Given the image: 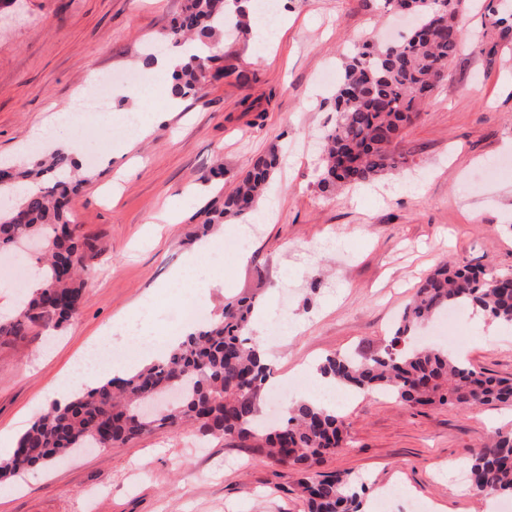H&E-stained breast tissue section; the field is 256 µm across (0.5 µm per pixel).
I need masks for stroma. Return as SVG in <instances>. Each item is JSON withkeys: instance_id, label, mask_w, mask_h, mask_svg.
<instances>
[{"instance_id": "stroma-1", "label": "stroma", "mask_w": 512, "mask_h": 512, "mask_svg": "<svg viewBox=\"0 0 512 512\" xmlns=\"http://www.w3.org/2000/svg\"><path fill=\"white\" fill-rule=\"evenodd\" d=\"M488 2L462 17L457 57L396 146L406 167L327 195L317 185L318 144L336 119L337 83L322 76L365 37L408 30L410 19L386 12L383 0H277L280 31L258 16L261 36L225 39L217 51L224 76L202 94L167 109V87L154 76L144 109L169 116L135 141L115 118L127 106L118 91L136 88L147 48L173 50L162 35L184 0H22L18 15L0 21L1 158L74 105L87 60L112 74L113 90L108 118H78L71 131L89 173L74 205L92 245L79 310L52 351L39 323L0 338V431L25 430L46 388L146 293L165 334L196 303L214 316L232 297L273 307L274 320L297 330L268 337L278 351L273 372L285 380L303 363L382 346L420 280L450 258L512 272V177L488 174L493 160L512 161V39L494 61L480 53L475 35ZM272 145L279 165L262 199L270 219L246 225L242 237L225 230L202 263L223 287H170L199 244L192 215ZM218 160L220 185L209 179ZM190 185L197 192L188 197ZM460 332L469 367L512 380V328L469 312L448 326ZM334 403L348 446L324 469L359 477L364 500L392 487L390 512H410L416 501L484 512L483 497L451 481L444 465L512 429V408L411 407L344 391ZM11 485L0 512H304L292 478L252 442L194 427L90 448Z\"/></svg>"}]
</instances>
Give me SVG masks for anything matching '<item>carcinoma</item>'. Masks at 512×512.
<instances>
[{"instance_id":"cac0c4a2","label":"carcinoma","mask_w":512,"mask_h":512,"mask_svg":"<svg viewBox=\"0 0 512 512\" xmlns=\"http://www.w3.org/2000/svg\"><path fill=\"white\" fill-rule=\"evenodd\" d=\"M250 0H185L183 12L165 33L176 43L196 38L214 43L234 30L249 34ZM469 0H384V8L412 12L417 25L393 43L369 38L343 65L334 95L336 123L324 138L318 187L357 188L396 169L392 146L416 117L457 55L460 18ZM483 53L494 61L498 41L512 31V12L502 3L485 8ZM215 56L192 55L171 75V93L196 97L224 73ZM279 165L277 147L256 156L227 193L219 192L196 216L203 231L237 218L246 220ZM30 181L37 189L13 205L0 197V248L39 239L47 252L40 288H27L20 307L0 320V337L23 336L37 323L60 329L77 313L83 291L81 271L89 242L70 219V204L85 183L74 155L54 148L19 166L0 168V187ZM464 304L498 323L512 325V273L475 271L465 260L443 264L416 289L387 343L370 354L336 353L318 371L339 386L387 392L406 403L512 406V382L471 369L439 347L414 345L415 333L431 319ZM254 304L227 300L208 321L163 359L126 377H113L51 405L17 439L12 456L0 462V484L45 466L80 448L122 446L155 427L191 422L206 436L252 441L276 466L296 477L307 512H360L363 486L349 472L324 474L316 468L346 447L342 421L329 405L299 401L279 424L259 422L260 398L270 367L257 342L244 336ZM474 490L512 497V429L471 452Z\"/></svg>"}]
</instances>
